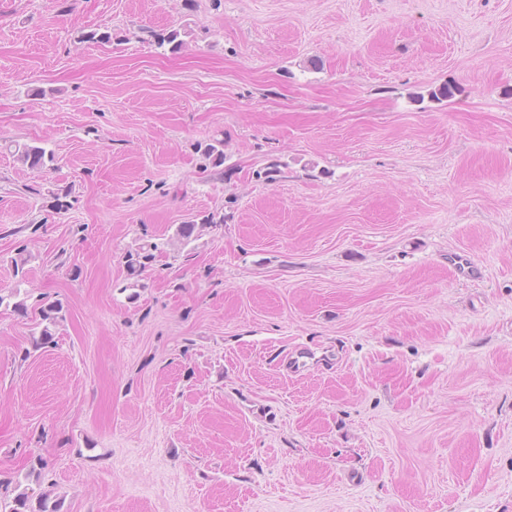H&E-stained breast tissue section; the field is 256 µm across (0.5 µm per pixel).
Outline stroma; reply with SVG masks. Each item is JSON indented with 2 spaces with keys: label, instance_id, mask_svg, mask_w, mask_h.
Returning a JSON list of instances; mask_svg holds the SVG:
<instances>
[{
  "label": "stroma",
  "instance_id": "stroma-1",
  "mask_svg": "<svg viewBox=\"0 0 512 512\" xmlns=\"http://www.w3.org/2000/svg\"><path fill=\"white\" fill-rule=\"evenodd\" d=\"M0 476L61 512H512V0H0ZM11 146H14L12 153L16 160L31 170H42L54 161L53 153H47L42 147L19 142ZM40 330L39 338L35 341V348L45 347L53 342L56 329L65 320L64 307L59 302L44 304L39 310Z\"/></svg>",
  "mask_w": 512,
  "mask_h": 512
}]
</instances>
